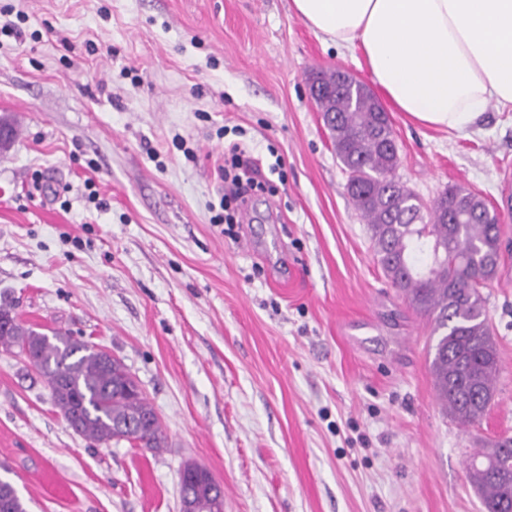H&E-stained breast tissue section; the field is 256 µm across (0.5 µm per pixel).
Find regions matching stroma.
Wrapping results in <instances>:
<instances>
[{
  "label": "stroma",
  "instance_id": "1",
  "mask_svg": "<svg viewBox=\"0 0 512 512\" xmlns=\"http://www.w3.org/2000/svg\"><path fill=\"white\" fill-rule=\"evenodd\" d=\"M0 295L44 333L119 358L165 446H97L0 350V464L30 512H180L188 462L224 512H481L464 466L512 437V112L468 132L390 112L398 179L504 220L484 288L502 372L458 426L435 397L432 324L385 278L309 78L372 79L291 0H0ZM258 165L214 223L224 148Z\"/></svg>",
  "mask_w": 512,
  "mask_h": 512
}]
</instances>
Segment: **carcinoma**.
I'll use <instances>...</instances> for the list:
<instances>
[{
	"instance_id": "carcinoma-1",
	"label": "carcinoma",
	"mask_w": 512,
	"mask_h": 512,
	"mask_svg": "<svg viewBox=\"0 0 512 512\" xmlns=\"http://www.w3.org/2000/svg\"><path fill=\"white\" fill-rule=\"evenodd\" d=\"M316 82L336 156L348 173L347 193L368 226L377 263L433 324L437 398L454 421L476 424L486 416L500 371L482 289L498 272L501 216L457 185L420 202L396 179L393 128L371 91L340 85L334 72ZM0 348L31 362L54 407L84 438L162 447L160 419L120 359L73 336L26 326L7 303L0 304ZM465 469L486 512H512V438L479 449ZM26 508L14 484L0 478V512Z\"/></svg>"
}]
</instances>
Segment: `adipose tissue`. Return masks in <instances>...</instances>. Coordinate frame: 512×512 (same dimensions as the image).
<instances>
[{
	"label": "adipose tissue",
	"mask_w": 512,
	"mask_h": 512,
	"mask_svg": "<svg viewBox=\"0 0 512 512\" xmlns=\"http://www.w3.org/2000/svg\"><path fill=\"white\" fill-rule=\"evenodd\" d=\"M325 42L360 51L373 83L414 123L470 129L512 110V0H291Z\"/></svg>",
	"instance_id": "adipose-tissue-1"
}]
</instances>
